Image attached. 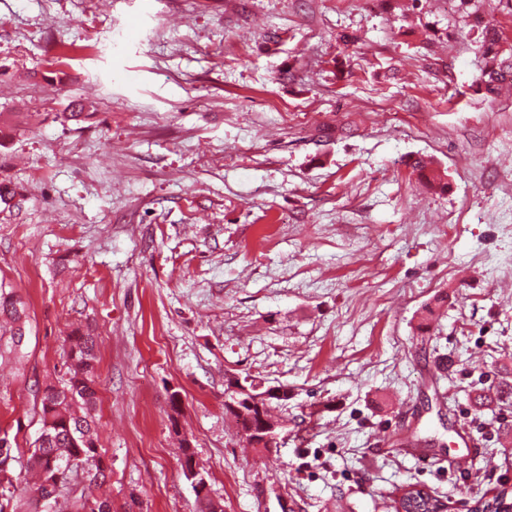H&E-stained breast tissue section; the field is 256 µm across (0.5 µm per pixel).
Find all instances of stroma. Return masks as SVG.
I'll list each match as a JSON object with an SVG mask.
<instances>
[{
	"label": "stroma",
	"instance_id": "stroma-1",
	"mask_svg": "<svg viewBox=\"0 0 512 512\" xmlns=\"http://www.w3.org/2000/svg\"><path fill=\"white\" fill-rule=\"evenodd\" d=\"M489 24L512 62L503 0H0V178L21 191L0 280L29 309L0 431L29 448L81 326L112 512H197L175 392L224 512L511 491L512 81L481 78ZM233 376L287 388L272 453L225 416Z\"/></svg>",
	"mask_w": 512,
	"mask_h": 512
}]
</instances>
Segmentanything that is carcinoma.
I'll list each match as a JSON object with an SVG mask.
<instances>
[{
	"label": "carcinoma",
	"mask_w": 512,
	"mask_h": 512,
	"mask_svg": "<svg viewBox=\"0 0 512 512\" xmlns=\"http://www.w3.org/2000/svg\"><path fill=\"white\" fill-rule=\"evenodd\" d=\"M496 34H487L485 53L488 61L482 70V79L493 86L512 75L498 60ZM421 180L431 189L444 191L448 183L442 176L428 168L422 159L413 162ZM28 317L27 304L11 288L0 282V358L11 356L20 348L22 324ZM64 355L68 363L66 377L60 381L46 382L37 389L33 410L39 416L40 431L33 442V449L26 459V468L39 473V481L28 485L22 494L12 466H0V512L15 505L12 512H55L59 498H67L71 512H112L105 500L82 489L68 485L69 474L82 462L95 458V410L97 405L95 363L96 339L79 328L65 338ZM471 512H512V498L503 490L491 498L475 500ZM395 512H445V505L435 497L420 502L408 496L400 497L394 505Z\"/></svg>",
	"instance_id": "cac0c4a2"
}]
</instances>
